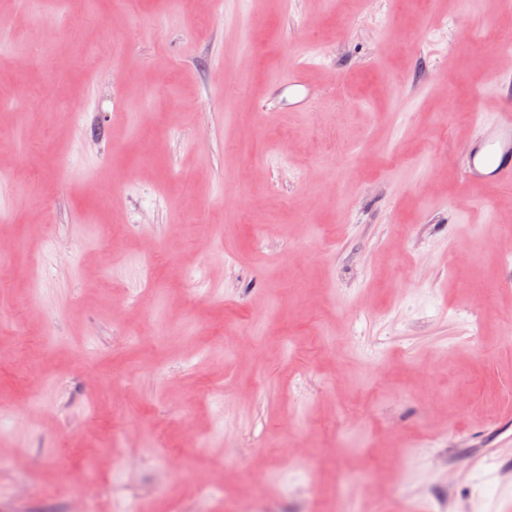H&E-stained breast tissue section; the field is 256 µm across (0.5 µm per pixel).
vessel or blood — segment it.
Wrapping results in <instances>:
<instances>
[{
	"mask_svg": "<svg viewBox=\"0 0 512 512\" xmlns=\"http://www.w3.org/2000/svg\"><path fill=\"white\" fill-rule=\"evenodd\" d=\"M306 63H299L287 80L293 90L295 106L306 105L311 91L304 80ZM468 167L465 176L471 181H488L502 188L512 187V106L495 116L481 142L465 148Z\"/></svg>",
	"mask_w": 512,
	"mask_h": 512,
	"instance_id": "b4317fda",
	"label": "vessel or blood"
}]
</instances>
